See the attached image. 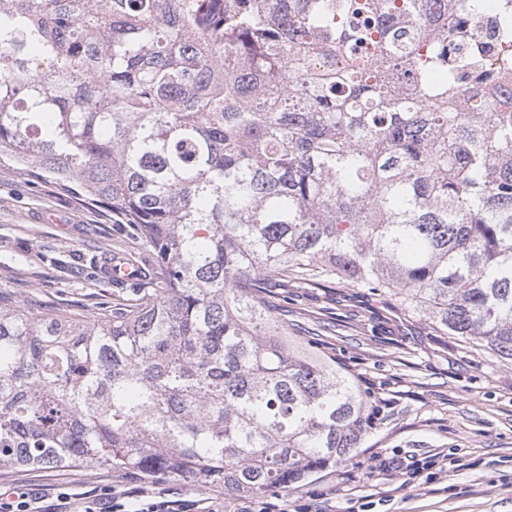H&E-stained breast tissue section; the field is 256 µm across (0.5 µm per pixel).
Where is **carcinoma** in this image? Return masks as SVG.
<instances>
[{
  "mask_svg": "<svg viewBox=\"0 0 512 512\" xmlns=\"http://www.w3.org/2000/svg\"><path fill=\"white\" fill-rule=\"evenodd\" d=\"M512 0L493 11L512 41ZM0 0V166L133 226L138 300L0 306V467L232 494L349 462L379 409L287 339L290 288H365L512 360V112L461 0ZM492 63L503 66L504 62L510 60V79L501 85L496 93L479 92L470 93L468 108L477 105L478 112H495L499 110L504 101L512 102V44H502L496 47L490 56Z\"/></svg>",
  "mask_w": 512,
  "mask_h": 512,
  "instance_id": "1",
  "label": "carcinoma"
}]
</instances>
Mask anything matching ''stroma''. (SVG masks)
<instances>
[{"label": "stroma", "instance_id": "stroma-1", "mask_svg": "<svg viewBox=\"0 0 512 512\" xmlns=\"http://www.w3.org/2000/svg\"><path fill=\"white\" fill-rule=\"evenodd\" d=\"M134 229L111 210L63 193L31 172L0 167V302L39 300L85 313L132 299L127 282L100 270L113 252L136 247ZM288 333L335 359L361 381L380 422L353 460L260 494H228L189 477L144 478L97 465L0 467V486H23L70 505L149 490L169 500L231 504L234 512H512V362L473 350L404 317L362 288L288 291ZM453 462L414 473L417 459Z\"/></svg>", "mask_w": 512, "mask_h": 512}]
</instances>
